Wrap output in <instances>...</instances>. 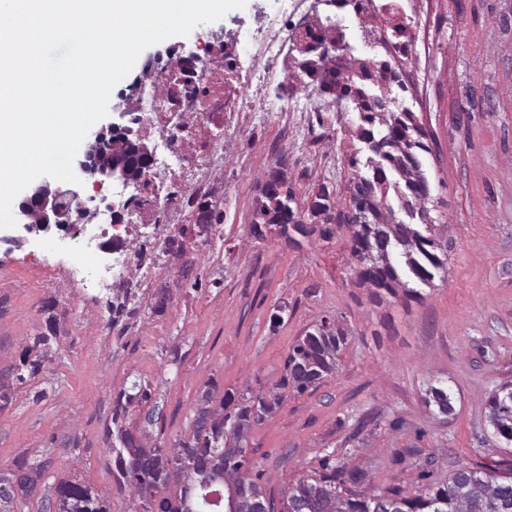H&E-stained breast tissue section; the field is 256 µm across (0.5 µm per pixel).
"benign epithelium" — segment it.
I'll return each mask as SVG.
<instances>
[{
    "label": "benign epithelium",
    "mask_w": 512,
    "mask_h": 512,
    "mask_svg": "<svg viewBox=\"0 0 512 512\" xmlns=\"http://www.w3.org/2000/svg\"><path fill=\"white\" fill-rule=\"evenodd\" d=\"M133 130L126 124L112 122L96 132L87 142L82 173L98 177V183L108 179L133 182L135 171L150 161L148 148L132 138ZM77 197L73 190H63L57 180L46 176L33 183L20 202V219L16 229L20 232L47 229L52 224H65L71 201Z\"/></svg>",
    "instance_id": "7a95c632"
}]
</instances>
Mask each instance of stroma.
Listing matches in <instances>:
<instances>
[{
  "label": "stroma",
  "mask_w": 512,
  "mask_h": 512,
  "mask_svg": "<svg viewBox=\"0 0 512 512\" xmlns=\"http://www.w3.org/2000/svg\"><path fill=\"white\" fill-rule=\"evenodd\" d=\"M424 26L436 77L414 100V120L424 132L429 218L449 244L446 272L422 300L374 297L355 283L345 227L329 241L313 232L295 243L276 231L248 235L258 175L244 174L224 210V248L240 270L216 285L203 260L182 277L159 319L168 343L101 347L77 309L52 360L12 386L0 408V472L19 460L48 465L13 512H41L63 476L90 486L109 512H135L110 452L124 388L141 382L151 398L128 405L123 425L177 447L206 389L268 393L289 348L324 318L350 332L335 373L286 394L248 434L249 475L268 495L285 499L328 454L348 456L376 491L434 487L463 466H512V447L485 426L488 393L512 381V0H431ZM65 264L62 254L43 261L35 244L0 247V374L14 375L45 333ZM431 385L447 387L451 415L426 406ZM69 444L80 450L71 465L62 460Z\"/></svg>",
  "instance_id": "obj_1"
}]
</instances>
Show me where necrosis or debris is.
I'll use <instances>...</instances> for the list:
<instances>
[{
  "instance_id": "4bbe7bcc",
  "label": "necrosis or debris",
  "mask_w": 512,
  "mask_h": 512,
  "mask_svg": "<svg viewBox=\"0 0 512 512\" xmlns=\"http://www.w3.org/2000/svg\"><path fill=\"white\" fill-rule=\"evenodd\" d=\"M427 3L292 0L290 11L271 15L247 0L256 24L249 40H204L165 66L142 64L125 108L150 163L133 184H89L79 200L85 221L34 233L43 256H68L72 286L59 295L58 318L81 292L100 307L95 328L111 346L135 332L161 343L145 321L181 268L207 254L210 276L227 272L218 217L237 190V161L262 173L250 207L267 229V196L282 192L289 172L336 167L347 112L381 118L395 87L432 74L418 50Z\"/></svg>"
}]
</instances>
